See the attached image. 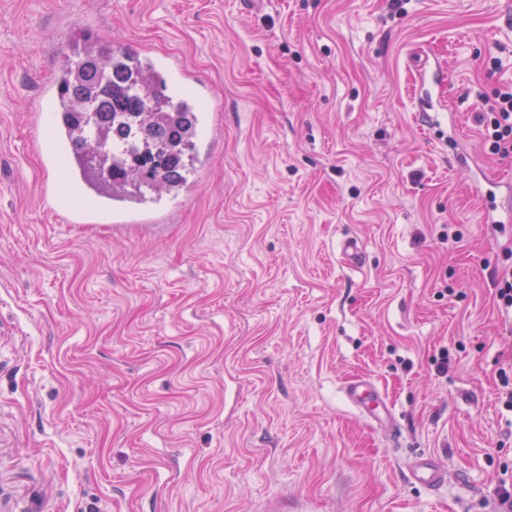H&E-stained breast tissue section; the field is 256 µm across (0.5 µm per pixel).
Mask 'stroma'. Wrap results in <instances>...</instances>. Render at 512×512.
I'll list each match as a JSON object with an SVG mask.
<instances>
[{"label":"stroma","instance_id":"35a3bbf8","mask_svg":"<svg viewBox=\"0 0 512 512\" xmlns=\"http://www.w3.org/2000/svg\"><path fill=\"white\" fill-rule=\"evenodd\" d=\"M81 26L207 88L160 223L42 199ZM510 85L512 0H0V512H496L512 157L477 115ZM506 261L502 269L495 270L494 283L496 287L497 306L502 316L512 320V251L505 253ZM347 398L383 432L391 433L397 426L394 409L369 381L357 379L346 387ZM409 477L415 483L438 487L444 484L446 473L435 458L419 457L411 464Z\"/></svg>","mask_w":512,"mask_h":512}]
</instances>
